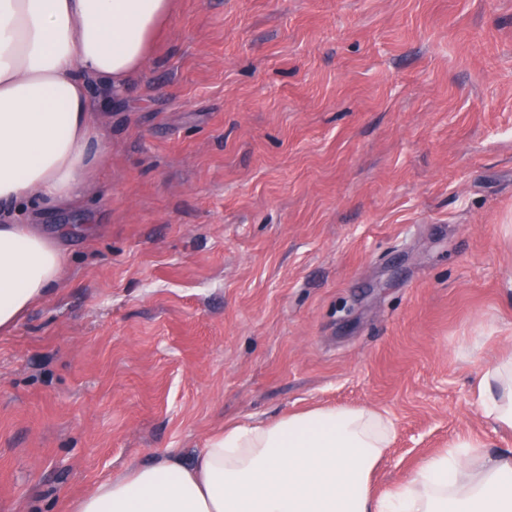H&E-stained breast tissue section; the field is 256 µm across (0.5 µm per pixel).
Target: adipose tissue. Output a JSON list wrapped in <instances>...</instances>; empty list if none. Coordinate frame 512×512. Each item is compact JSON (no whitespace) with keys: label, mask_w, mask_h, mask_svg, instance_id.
<instances>
[{"label":"adipose tissue","mask_w":512,"mask_h":512,"mask_svg":"<svg viewBox=\"0 0 512 512\" xmlns=\"http://www.w3.org/2000/svg\"><path fill=\"white\" fill-rule=\"evenodd\" d=\"M172 0H0V329L57 281L66 254L36 210L77 203L104 155L99 105L143 72ZM477 399L512 429V358ZM393 422L366 408H314L238 424L191 461L171 454L97 484L71 512H512V451L461 441L381 495L371 476Z\"/></svg>","instance_id":"ef3b65f1"}]
</instances>
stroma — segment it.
Returning <instances> with one entry per match:
<instances>
[{"instance_id": "1", "label": "stroma", "mask_w": 512, "mask_h": 512, "mask_svg": "<svg viewBox=\"0 0 512 512\" xmlns=\"http://www.w3.org/2000/svg\"><path fill=\"white\" fill-rule=\"evenodd\" d=\"M67 264L0 332V512H70L235 423L388 415L375 492L512 431V0H174L102 109ZM477 399L495 426L512 429V357L483 373Z\"/></svg>"}]
</instances>
